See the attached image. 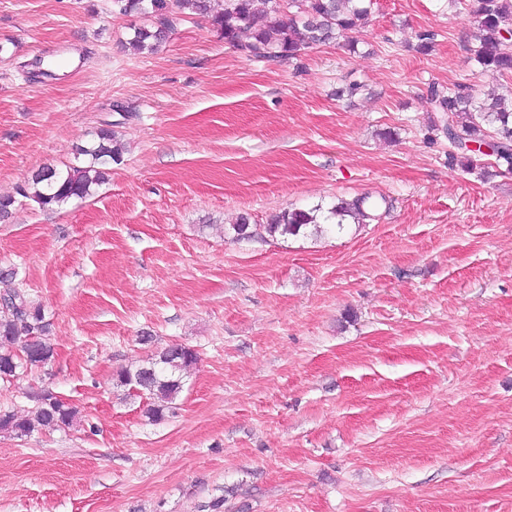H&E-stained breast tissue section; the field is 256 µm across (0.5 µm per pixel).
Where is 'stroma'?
<instances>
[{
    "label": "stroma",
    "mask_w": 512,
    "mask_h": 512,
    "mask_svg": "<svg viewBox=\"0 0 512 512\" xmlns=\"http://www.w3.org/2000/svg\"><path fill=\"white\" fill-rule=\"evenodd\" d=\"M475 6L377 0L355 50L275 62L177 11L139 54L113 0H0V271L55 347L0 407L78 411L0 431V512H512V173L451 161L429 94L478 84ZM103 128L92 196L18 194ZM364 194L341 233H224ZM172 344L199 359L154 422L119 376ZM35 405L31 415L19 411H0V430L14 432L17 436H28L43 428H70L78 414L75 407L50 391L33 397Z\"/></svg>",
    "instance_id": "1"
}]
</instances>
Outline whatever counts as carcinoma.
Segmentation results:
<instances>
[{"label": "carcinoma", "mask_w": 512, "mask_h": 512, "mask_svg": "<svg viewBox=\"0 0 512 512\" xmlns=\"http://www.w3.org/2000/svg\"><path fill=\"white\" fill-rule=\"evenodd\" d=\"M473 10L475 31L472 59L478 75L496 80L512 75V47L504 33L512 34V0H476ZM124 15L139 13L152 23L134 30L130 45L142 53L154 52L173 30L168 0H114ZM182 13L208 19L220 32L224 42L246 55L266 60H290L303 50L323 45L345 36L349 46L357 44L355 35L366 26L373 0H292L286 10L275 7V0H222L217 9L212 0H176ZM494 86L479 92L458 84L443 91L430 89L434 111L439 114L442 130L448 134L452 159L470 166L467 143L493 141L496 164L512 172V110L504 107V95ZM88 157L85 166H68L64 170L45 167L20 188L23 197L50 209L70 199H83L93 188L107 180L106 165L121 160L122 148L114 142L112 131L102 129L88 146L76 150ZM381 202L367 196L340 198L328 210L323 225L315 211L285 210L264 225L272 237L318 234L328 227L342 232L347 222L366 224L375 219ZM13 273H0L6 285L0 293V380L11 382L30 367L48 364L54 356L50 342V320L41 305L28 295L7 285ZM195 349L172 345L149 358L135 370L120 375V383L131 386L150 399L147 413L161 421L172 411L173 402L182 389L181 372L196 364ZM31 414L10 410L0 412V430L28 436L43 428H69L77 410L50 391L34 396Z\"/></svg>", "instance_id": "1"}]
</instances>
